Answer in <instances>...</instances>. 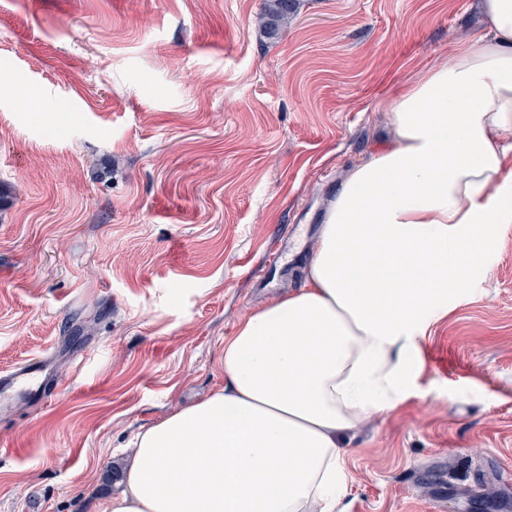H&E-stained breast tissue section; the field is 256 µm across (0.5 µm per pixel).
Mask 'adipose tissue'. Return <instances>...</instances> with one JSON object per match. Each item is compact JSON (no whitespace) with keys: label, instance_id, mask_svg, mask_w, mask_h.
<instances>
[{"label":"adipose tissue","instance_id":"ef3b65f1","mask_svg":"<svg viewBox=\"0 0 512 512\" xmlns=\"http://www.w3.org/2000/svg\"><path fill=\"white\" fill-rule=\"evenodd\" d=\"M390 100L325 211L302 288L243 316L224 385L139 432L104 512H336L343 440L405 398L419 343L512 223V0Z\"/></svg>","mask_w":512,"mask_h":512}]
</instances>
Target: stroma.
<instances>
[{
	"instance_id": "1",
	"label": "stroma",
	"mask_w": 512,
	"mask_h": 512,
	"mask_svg": "<svg viewBox=\"0 0 512 512\" xmlns=\"http://www.w3.org/2000/svg\"><path fill=\"white\" fill-rule=\"evenodd\" d=\"M474 0H0V512H104L142 427L224 383V339L302 284L316 216L389 93L480 35ZM307 225L273 281L250 269ZM349 435L336 512H512V232ZM296 2L297 0H263V9L258 17L259 28L271 38L277 36L294 15ZM47 360L16 367L0 375V406L41 394L47 388Z\"/></svg>"
}]
</instances>
